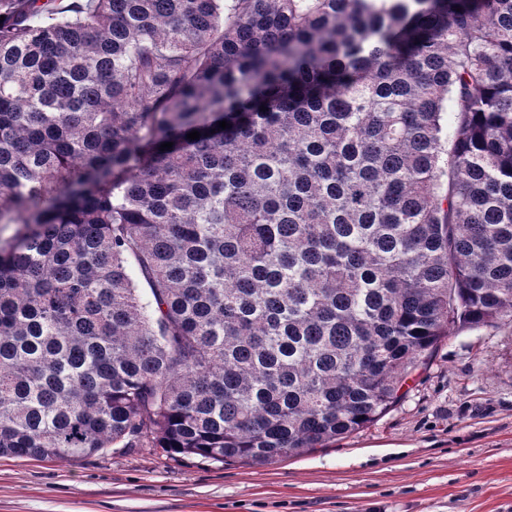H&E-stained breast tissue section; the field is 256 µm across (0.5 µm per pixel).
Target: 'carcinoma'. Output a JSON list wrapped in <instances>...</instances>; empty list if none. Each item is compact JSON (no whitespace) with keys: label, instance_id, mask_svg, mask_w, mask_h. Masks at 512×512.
Segmentation results:
<instances>
[{"label":"carcinoma","instance_id":"carcinoma-1","mask_svg":"<svg viewBox=\"0 0 512 512\" xmlns=\"http://www.w3.org/2000/svg\"><path fill=\"white\" fill-rule=\"evenodd\" d=\"M0 16V458L275 464L512 319V0Z\"/></svg>","mask_w":512,"mask_h":512}]
</instances>
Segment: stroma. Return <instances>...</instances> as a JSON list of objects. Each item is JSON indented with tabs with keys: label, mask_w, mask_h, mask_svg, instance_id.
<instances>
[{
	"label": "stroma",
	"mask_w": 512,
	"mask_h": 512,
	"mask_svg": "<svg viewBox=\"0 0 512 512\" xmlns=\"http://www.w3.org/2000/svg\"><path fill=\"white\" fill-rule=\"evenodd\" d=\"M406 397L270 466L159 449L0 459V512H512V323L451 328Z\"/></svg>",
	"instance_id": "35a3bbf8"
}]
</instances>
